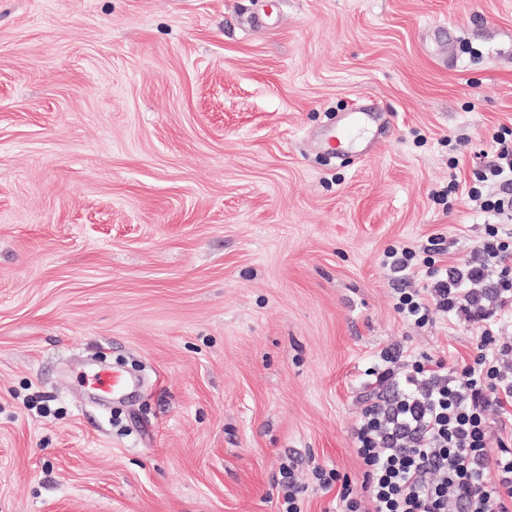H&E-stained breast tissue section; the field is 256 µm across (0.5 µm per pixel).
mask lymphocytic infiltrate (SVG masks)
<instances>
[{
  "label": "lymphocytic infiltrate",
  "mask_w": 512,
  "mask_h": 512,
  "mask_svg": "<svg viewBox=\"0 0 512 512\" xmlns=\"http://www.w3.org/2000/svg\"><path fill=\"white\" fill-rule=\"evenodd\" d=\"M493 163L476 166L465 190L501 216L487 225L464 263L436 266L410 247H390L394 272L423 277L424 286L399 291L395 308L416 327L431 307L451 313L480 338L473 362L428 357L402 360L386 352L370 369L374 395L354 429L363 464L359 488L343 485L342 512H512V435L489 453L488 411L512 423V342L496 334L486 300L512 308V128L492 136Z\"/></svg>",
  "instance_id": "1"
}]
</instances>
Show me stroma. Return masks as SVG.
I'll list each match as a JSON object with an SVG mask.
<instances>
[{"instance_id": "1", "label": "stroma", "mask_w": 512, "mask_h": 512, "mask_svg": "<svg viewBox=\"0 0 512 512\" xmlns=\"http://www.w3.org/2000/svg\"><path fill=\"white\" fill-rule=\"evenodd\" d=\"M503 125L512 0H0V512H340L367 369L477 353L384 253L498 223L437 197ZM79 379L83 386L98 396L123 394L137 386V381L104 364H92ZM281 489L283 493V510L281 512H303L301 510L307 486L298 484L293 470L283 468Z\"/></svg>"}]
</instances>
